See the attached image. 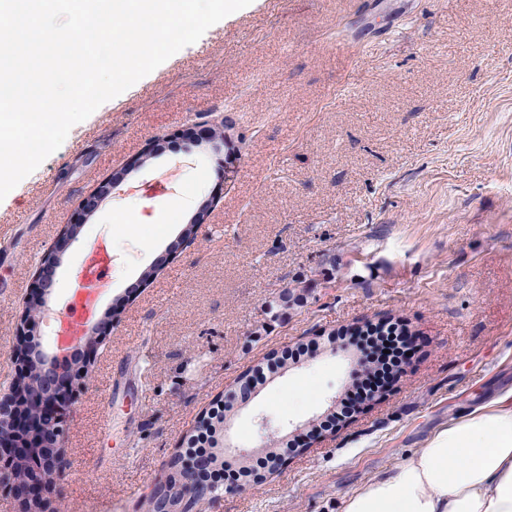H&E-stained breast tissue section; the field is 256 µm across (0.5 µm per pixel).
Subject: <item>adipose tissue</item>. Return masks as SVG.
Listing matches in <instances>:
<instances>
[{
    "label": "adipose tissue",
    "instance_id": "adipose-tissue-1",
    "mask_svg": "<svg viewBox=\"0 0 512 512\" xmlns=\"http://www.w3.org/2000/svg\"><path fill=\"white\" fill-rule=\"evenodd\" d=\"M340 512H512V406L498 401L450 422L345 495Z\"/></svg>",
    "mask_w": 512,
    "mask_h": 512
}]
</instances>
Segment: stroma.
<instances>
[{"label": "stroma", "instance_id": "obj_1", "mask_svg": "<svg viewBox=\"0 0 512 512\" xmlns=\"http://www.w3.org/2000/svg\"><path fill=\"white\" fill-rule=\"evenodd\" d=\"M225 116L234 149L194 153L179 191L104 200L64 253L48 305L70 295L102 235L114 242L111 307L199 202L218 199L101 347L51 510L143 512L197 415L267 352L387 314L416 335L385 395L211 512H339L450 420L512 394V0H252L209 28L0 200V353L81 198L161 138L163 154L133 176L155 181L189 121ZM298 284L303 307L266 322L265 301ZM365 373L319 349L227 434L261 447V421L303 423Z\"/></svg>", "mask_w": 512, "mask_h": 512}]
</instances>
